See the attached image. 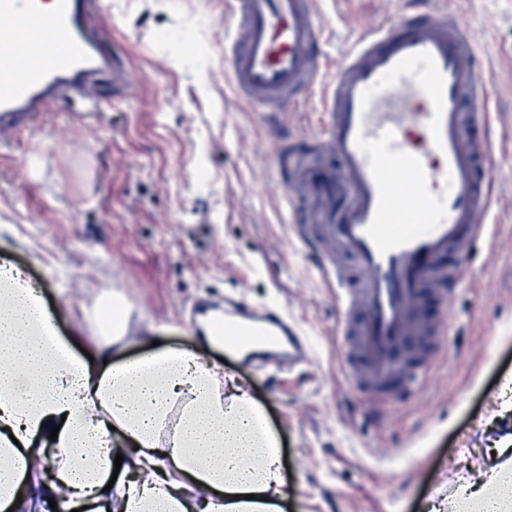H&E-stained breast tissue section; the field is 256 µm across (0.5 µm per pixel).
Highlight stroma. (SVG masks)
I'll list each match as a JSON object with an SVG mask.
<instances>
[{
	"mask_svg": "<svg viewBox=\"0 0 512 512\" xmlns=\"http://www.w3.org/2000/svg\"><path fill=\"white\" fill-rule=\"evenodd\" d=\"M404 0H317L322 52L340 59L370 22ZM122 93L104 88L99 117L50 107L37 129L0 146V266L24 270L63 336H101L120 304L130 339L200 345L192 307L224 295L287 306L311 365L293 371L212 351L281 438L290 492L283 512H430L456 497L491 442L512 433V0H446L497 93L491 237L479 241L451 297L450 333L416 391L395 392L382 423L336 361L339 311L271 185L275 144L245 104L224 107V0H105Z\"/></svg>",
	"mask_w": 512,
	"mask_h": 512,
	"instance_id": "1",
	"label": "stroma"
}]
</instances>
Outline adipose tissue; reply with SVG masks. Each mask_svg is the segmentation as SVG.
Instances as JSON below:
<instances>
[{
    "label": "adipose tissue",
    "instance_id": "1",
    "mask_svg": "<svg viewBox=\"0 0 512 512\" xmlns=\"http://www.w3.org/2000/svg\"><path fill=\"white\" fill-rule=\"evenodd\" d=\"M60 336L25 273L0 276V512H280L278 437L234 375L199 348L111 364ZM57 439L46 442L48 434ZM463 483L454 512H485L512 482V435ZM28 494H21V487Z\"/></svg>",
    "mask_w": 512,
    "mask_h": 512
}]
</instances>
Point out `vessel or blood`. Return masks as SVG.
Wrapping results in <instances>:
<instances>
[{
  "instance_id": "1",
  "label": "vessel or blood",
  "mask_w": 512,
  "mask_h": 512,
  "mask_svg": "<svg viewBox=\"0 0 512 512\" xmlns=\"http://www.w3.org/2000/svg\"><path fill=\"white\" fill-rule=\"evenodd\" d=\"M441 0H409L369 25L334 70L321 51L314 0H224V81L260 110L277 144L274 186L305 234L327 245L320 265L341 314L337 357L367 386L370 416L425 371L419 337L447 330L424 302L453 294L474 245L490 236L491 91L481 60ZM99 0H0V142L37 126L50 106L99 111L125 65L104 45ZM318 89L324 120L289 131L287 114ZM212 336L245 360L292 366L310 345L284 308L225 298L199 306Z\"/></svg>"
}]
</instances>
